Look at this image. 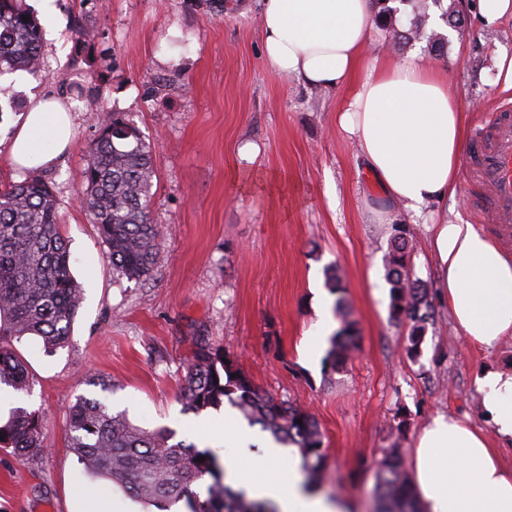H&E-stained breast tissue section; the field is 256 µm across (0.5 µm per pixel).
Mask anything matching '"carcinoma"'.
<instances>
[{
    "mask_svg": "<svg viewBox=\"0 0 512 512\" xmlns=\"http://www.w3.org/2000/svg\"><path fill=\"white\" fill-rule=\"evenodd\" d=\"M390 2L372 0L379 26L394 51L422 36L428 3L442 6V0H400L410 4L415 14L411 27L401 30L395 25L397 9ZM440 19L454 31L463 27L462 13L454 2L442 10ZM41 50V27L26 0H0V73L7 69L39 75ZM153 178L150 144L138 127L112 115L88 149L83 170L85 205L108 248L112 269L131 280L151 276L164 236L162 226L150 216ZM60 224L55 194L41 174L31 172L21 182L0 187V385L19 394L29 391L32 375L14 341L37 336L49 351L64 346L82 302ZM412 250L407 225H392L386 267L389 318L407 323V353L414 359L427 333L432 306L427 283L409 270ZM325 285L336 296L334 312L340 321L329 338L325 360L332 370L343 372L358 349V335L338 266L325 268ZM181 402L184 412L196 415L218 410L227 402L250 426L269 432L285 447L298 448L302 472L311 487L327 468L323 433L315 417L262 390L219 345L200 347L187 366ZM67 428L68 448L85 476L108 477L147 504L162 509L185 497L190 512H277L271 503L249 502L244 492L227 486L224 467L213 450L177 441L171 429L146 431L96 398L76 399ZM0 449L21 457L43 453L40 412L12 409L5 423H0ZM200 456L205 460L197 461ZM376 466L377 512H420L399 442L382 450ZM207 475L212 483L202 499L191 485Z\"/></svg>",
    "mask_w": 512,
    "mask_h": 512,
    "instance_id": "1",
    "label": "carcinoma"
}]
</instances>
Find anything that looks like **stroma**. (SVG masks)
I'll return each mask as SVG.
<instances>
[{
	"mask_svg": "<svg viewBox=\"0 0 512 512\" xmlns=\"http://www.w3.org/2000/svg\"><path fill=\"white\" fill-rule=\"evenodd\" d=\"M43 19L42 71L33 86L0 75V182H19L5 144L29 91L74 105L75 138L42 169L59 204L72 273L84 290L67 344L47 353L40 338L17 345L33 376L20 404L43 416L46 450L19 458L0 450V512H73L81 494L113 495L118 512H152L109 478L79 473L67 446L69 409L78 396L102 397L147 429L166 426L199 448L223 449L202 437L195 414L183 413L182 378L201 345L223 346L261 388L307 409L324 435L323 489L371 512L376 462L400 442L412 459L422 425L452 414L484 425L474 379L512 359V338L495 350L467 342L440 297L418 359L407 355L408 328L389 321L385 279L391 227L376 221L375 189L356 145L335 121L343 94L303 88L264 65L258 0H53ZM93 26L82 41L78 26ZM192 38L186 69L159 63L170 27ZM512 56V20L486 30L468 17L445 57L427 39L403 59L445 69L448 92L488 123L512 106L490 69ZM122 113L153 148L150 210L166 236L149 278L113 271L107 247L81 203L87 150L113 113ZM247 143L252 162L240 159ZM483 191L461 170L458 193L430 206L433 220H465L493 233ZM345 273L351 317L360 336L348 369L309 364L307 333L317 320L326 266ZM96 374L111 392L87 384ZM409 425L397 435L390 423Z\"/></svg>",
	"mask_w": 512,
	"mask_h": 512,
	"instance_id": "stroma-1",
	"label": "stroma"
}]
</instances>
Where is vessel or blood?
Segmentation results:
<instances>
[{"label":"vessel or blood","instance_id":"obj_1","mask_svg":"<svg viewBox=\"0 0 512 512\" xmlns=\"http://www.w3.org/2000/svg\"><path fill=\"white\" fill-rule=\"evenodd\" d=\"M467 167L486 193L489 221L503 242L512 241V112L496 115L490 129L474 128Z\"/></svg>","mask_w":512,"mask_h":512}]
</instances>
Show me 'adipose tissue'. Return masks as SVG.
Wrapping results in <instances>:
<instances>
[{
	"label": "adipose tissue",
	"mask_w": 512,
	"mask_h": 512,
	"mask_svg": "<svg viewBox=\"0 0 512 512\" xmlns=\"http://www.w3.org/2000/svg\"><path fill=\"white\" fill-rule=\"evenodd\" d=\"M261 56L267 68L309 89L346 90L336 125L352 137L381 194L375 215L422 217L455 197L468 117L437 67L368 56L374 30L371 0H261ZM73 117L57 96H31L6 151L15 167L52 165L70 146ZM441 296L456 328L486 350L512 335V254L477 224L428 227ZM486 421L479 428L456 416L428 419L417 437L411 481L422 512H512V468L500 452L512 447V371L487 367L475 378ZM251 467L224 459L228 482L250 497L274 501L279 512H342L307 491L298 451L265 438Z\"/></svg>",
	"instance_id": "adipose-tissue-1"
}]
</instances>
